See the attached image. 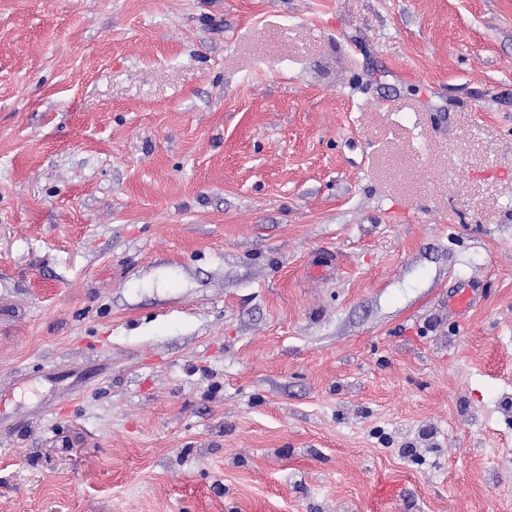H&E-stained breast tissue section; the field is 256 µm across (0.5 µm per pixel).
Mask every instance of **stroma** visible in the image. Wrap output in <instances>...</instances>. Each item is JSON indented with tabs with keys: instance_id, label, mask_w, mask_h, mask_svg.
<instances>
[{
	"instance_id": "35a3bbf8",
	"label": "stroma",
	"mask_w": 512,
	"mask_h": 512,
	"mask_svg": "<svg viewBox=\"0 0 512 512\" xmlns=\"http://www.w3.org/2000/svg\"><path fill=\"white\" fill-rule=\"evenodd\" d=\"M0 512H512V0H0Z\"/></svg>"
}]
</instances>
